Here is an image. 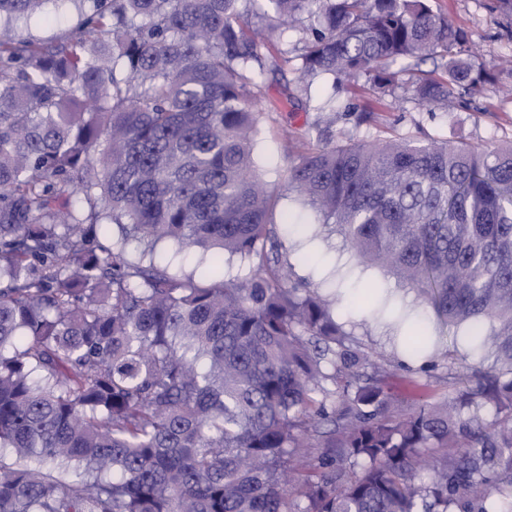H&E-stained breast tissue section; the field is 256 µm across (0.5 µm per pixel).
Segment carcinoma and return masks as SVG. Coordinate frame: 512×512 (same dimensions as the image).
<instances>
[{
  "label": "carcinoma",
  "instance_id": "cac0c4a2",
  "mask_svg": "<svg viewBox=\"0 0 512 512\" xmlns=\"http://www.w3.org/2000/svg\"><path fill=\"white\" fill-rule=\"evenodd\" d=\"M47 2L0 0V512H512V144L352 136L288 167L358 263L495 349L496 370L409 408L336 300L292 278L252 156L286 19L300 91L363 78L383 100L393 65L433 59L412 82L428 112L496 82L468 32L429 0H262L261 26L256 0H58L97 39L15 35ZM160 241L211 252L209 275L156 265ZM349 306L395 316L424 367L451 359L389 299ZM303 448L324 449L304 475Z\"/></svg>",
  "mask_w": 512,
  "mask_h": 512
}]
</instances>
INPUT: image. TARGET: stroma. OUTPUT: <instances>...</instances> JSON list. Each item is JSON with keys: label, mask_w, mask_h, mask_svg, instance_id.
<instances>
[{"label": "stroma", "mask_w": 512, "mask_h": 512, "mask_svg": "<svg viewBox=\"0 0 512 512\" xmlns=\"http://www.w3.org/2000/svg\"><path fill=\"white\" fill-rule=\"evenodd\" d=\"M433 10L447 14L456 25L468 30L479 62L500 70L512 57V16L504 14L496 0H430ZM18 33L46 41L77 33L78 14L72 8L47 6L43 13L19 20ZM301 29L272 32L265 46L270 61L280 63L289 56L288 65L279 72L265 73L257 108L263 118L258 125L255 156L265 177L274 187L283 186L288 166L304 151V139L325 136L337 140L357 132L373 139L394 131L413 138L429 136L452 143H465L481 149L488 145L512 144V97L502 94L499 85H490L472 100L460 103L451 112H428L408 97V82L418 69H432V62H408L403 75L405 86L397 97L379 101L369 95L363 79L334 87L332 81L314 82L309 94L294 91L295 58L300 53ZM501 72V70H500ZM501 83L512 84V73L501 72ZM282 244L281 253L292 266L295 277L307 280L325 294L343 290L352 295L374 287L387 290L408 306H415V295L391 274L376 267L358 265L342 236L321 224L317 214L294 195L283 194L271 215ZM153 258L156 264L185 275L201 276L209 257L199 251L177 250L168 242L158 243ZM342 323L354 343L375 355L392 360L387 379L391 391L404 403L446 396L449 374H460L471 363L490 369L496 364L490 346H473L456 338L452 329L437 321L429 326L441 347H453V365L439 364L423 368L420 361L403 355L398 330L390 319L361 315L347 303L336 306Z\"/></svg>", "instance_id": "1"}]
</instances>
